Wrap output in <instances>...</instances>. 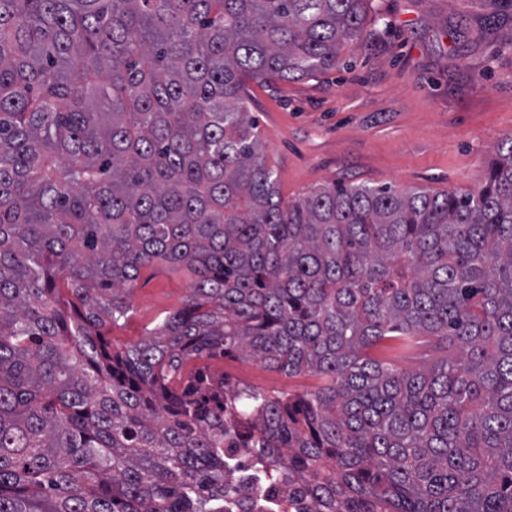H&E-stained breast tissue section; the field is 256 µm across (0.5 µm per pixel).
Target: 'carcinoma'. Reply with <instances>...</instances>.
I'll list each match as a JSON object with an SVG mask.
<instances>
[{
	"label": "carcinoma",
	"mask_w": 512,
	"mask_h": 512,
	"mask_svg": "<svg viewBox=\"0 0 512 512\" xmlns=\"http://www.w3.org/2000/svg\"><path fill=\"white\" fill-rule=\"evenodd\" d=\"M365 2L0 0V512H512V135L473 191L285 203L244 96ZM155 260L191 292L116 349ZM232 353L320 384L177 375ZM426 342L414 350L406 358L400 360L397 365L401 368L414 369L422 368L430 365L432 362L450 356L456 353L454 347L447 348L444 345L435 346L429 339H424Z\"/></svg>",
	"instance_id": "carcinoma-1"
}]
</instances>
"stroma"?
<instances>
[{
	"mask_svg": "<svg viewBox=\"0 0 512 512\" xmlns=\"http://www.w3.org/2000/svg\"><path fill=\"white\" fill-rule=\"evenodd\" d=\"M247 94L283 201L337 183L474 189L497 142L512 134V12L501 0H368L363 37L343 47L336 68L251 81ZM190 284L168 264L142 268L133 315L110 340L142 339ZM208 365L270 393L316 384L235 355Z\"/></svg>",
	"mask_w": 512,
	"mask_h": 512,
	"instance_id": "obj_1",
	"label": "stroma"
}]
</instances>
